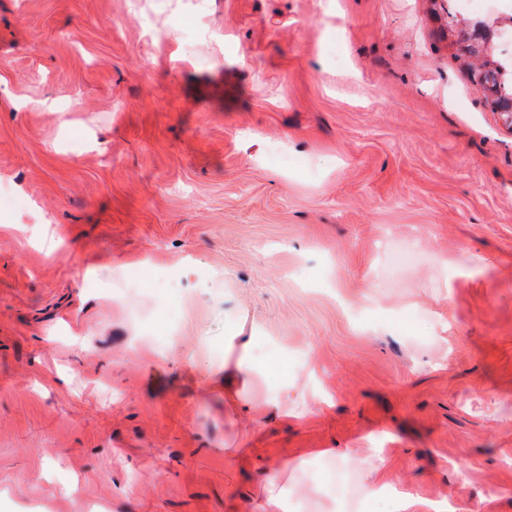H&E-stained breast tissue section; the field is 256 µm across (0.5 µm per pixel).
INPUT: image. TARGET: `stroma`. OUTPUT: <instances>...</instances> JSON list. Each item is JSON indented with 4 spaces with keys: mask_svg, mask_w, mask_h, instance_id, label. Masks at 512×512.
Masks as SVG:
<instances>
[{
    "mask_svg": "<svg viewBox=\"0 0 512 512\" xmlns=\"http://www.w3.org/2000/svg\"><path fill=\"white\" fill-rule=\"evenodd\" d=\"M447 16L0 0V512H264L282 461L309 512L374 448L360 512H512V123ZM245 340L293 415L225 405Z\"/></svg>",
    "mask_w": 512,
    "mask_h": 512,
    "instance_id": "1",
    "label": "stroma"
}]
</instances>
